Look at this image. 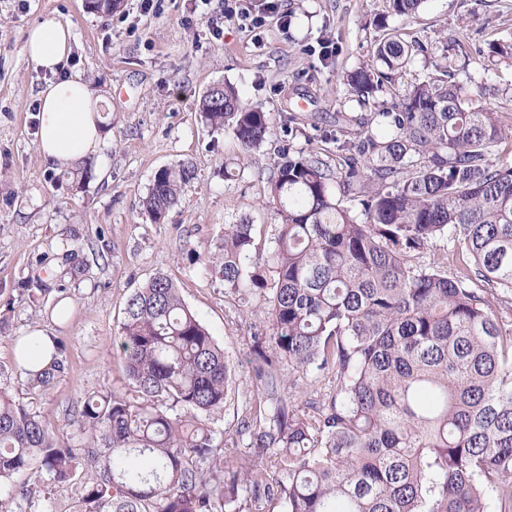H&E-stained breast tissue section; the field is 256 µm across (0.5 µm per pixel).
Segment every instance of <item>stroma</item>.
I'll return each instance as SVG.
<instances>
[{"label": "stroma", "instance_id": "1", "mask_svg": "<svg viewBox=\"0 0 512 512\" xmlns=\"http://www.w3.org/2000/svg\"><path fill=\"white\" fill-rule=\"evenodd\" d=\"M263 17L252 30L227 20L220 36L208 30L216 0H124L105 15L85 0H0V368L20 403L31 402L27 375L13 355L15 341L35 330L63 338L67 368L35 402L43 420L78 436L70 411L93 392L129 388L117 346L127 298L158 273L168 275L234 366L232 399L215 417L218 432L234 434L254 411L250 372L253 337L267 324L258 300L243 303L200 257L218 251L225 225L245 216L259 226L261 250L281 222L269 203L280 146L319 154L330 170L343 161L327 137L356 131L361 118L392 106L407 86L432 69L418 57L397 87L363 105L349 96L343 74L370 63L386 32L429 45L454 37L472 58L459 81L489 83L487 104L512 135V59L484 69L488 40L512 36V0H428L415 17L388 15L387 0H240ZM52 15L73 33L70 57L53 77L74 72L98 86L107 135L105 175L76 181L43 164L38 152L39 87L51 75L32 69L24 52L30 26ZM387 28H379V19ZM231 83L248 106L269 112L277 128L261 152L241 156L229 131L211 130L198 102L218 83ZM191 163L196 177L164 222L141 208L160 169ZM233 177H225V168ZM41 289L22 291L24 281ZM68 305L58 317V305Z\"/></svg>", "mask_w": 512, "mask_h": 512}]
</instances>
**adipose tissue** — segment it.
I'll return each mask as SVG.
<instances>
[{"mask_svg": "<svg viewBox=\"0 0 512 512\" xmlns=\"http://www.w3.org/2000/svg\"><path fill=\"white\" fill-rule=\"evenodd\" d=\"M72 32L57 18L34 23L25 53L34 70L55 72L72 49ZM38 151L48 168L59 169L90 156H100L105 147L100 96L81 75L47 82L38 92Z\"/></svg>", "mask_w": 512, "mask_h": 512, "instance_id": "obj_1", "label": "adipose tissue"}]
</instances>
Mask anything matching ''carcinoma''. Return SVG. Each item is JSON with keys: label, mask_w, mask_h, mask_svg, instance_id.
<instances>
[{"label": "carcinoma", "mask_w": 512, "mask_h": 512, "mask_svg": "<svg viewBox=\"0 0 512 512\" xmlns=\"http://www.w3.org/2000/svg\"><path fill=\"white\" fill-rule=\"evenodd\" d=\"M412 16L427 0H389ZM433 71L392 108L336 140L342 205L317 156L283 150L269 199L281 224L257 252L256 225L224 229L201 261L239 300L265 301L269 332L252 337L259 420L244 448L217 439L232 362L158 273L128 298L119 349L133 395L91 394L77 410L83 443L50 428L0 382V512H55L47 489L70 490L68 512H512V328L488 292H512V164L486 105L496 87L456 81L468 54L452 39L428 48L390 33L372 63L343 75L364 104L398 83L415 56ZM512 59V38L484 58ZM199 112L241 152L273 134L269 113L223 85ZM189 163L159 170L142 206L159 223L194 179ZM444 238L441 262L411 263ZM62 351L28 373L46 390ZM326 380L320 402L288 399Z\"/></svg>", "instance_id": "cac0c4a2"}]
</instances>
